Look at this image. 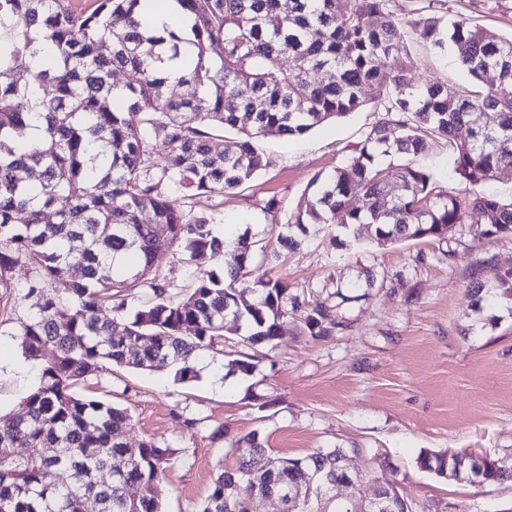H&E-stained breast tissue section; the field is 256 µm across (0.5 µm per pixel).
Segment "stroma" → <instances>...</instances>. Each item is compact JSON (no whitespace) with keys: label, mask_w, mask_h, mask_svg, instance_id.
Returning a JSON list of instances; mask_svg holds the SVG:
<instances>
[{"label":"stroma","mask_w":512,"mask_h":512,"mask_svg":"<svg viewBox=\"0 0 512 512\" xmlns=\"http://www.w3.org/2000/svg\"><path fill=\"white\" fill-rule=\"evenodd\" d=\"M467 14L475 24L512 33V0H440L432 16ZM416 82L451 84L464 75L452 54L425 42L411 50ZM377 120L372 107L321 125L297 140L269 138L266 167L233 195L199 197L192 213L215 229L250 231L267 248L303 203L316 174H329ZM451 147L426 137L419 165L441 190L469 193L448 170ZM276 212L263 209L267 197ZM331 224H310L301 246L283 252L274 272L303 306L341 305L342 324L313 335L302 317L278 341L248 347L235 340L202 351L196 379L177 381L172 368L106 366L84 393L128 408L130 443L153 439L166 448L163 512H200L220 469L235 467L245 438L257 433L271 455L301 457L319 448L360 453L371 474L361 485H392L413 512H512V484L476 487L448 481L418 464L426 451L468 452L512 468V301L469 288L497 286L512 271V235L483 234L460 224L447 240L384 246L332 245ZM33 270L20 260L12 287L0 288V411L18 413L37 384L39 362L25 359L19 325L34 311L24 286ZM350 303L340 304V295ZM255 355L250 374L228 361Z\"/></svg>","instance_id":"stroma-1"}]
</instances>
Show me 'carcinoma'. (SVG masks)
Listing matches in <instances>:
<instances>
[{"instance_id": "obj_1", "label": "carcinoma", "mask_w": 512, "mask_h": 512, "mask_svg": "<svg viewBox=\"0 0 512 512\" xmlns=\"http://www.w3.org/2000/svg\"><path fill=\"white\" fill-rule=\"evenodd\" d=\"M176 3L188 31L164 38L144 29L140 0H95L80 11L71 0H0V288L9 287L6 275L19 258L32 261L25 289L36 311L21 322L20 346L32 360L51 351L26 411L0 413V512H161L168 449L151 439L128 443L130 413L76 389L107 363L149 370L160 355L177 380L189 381L199 351L226 334L252 346L284 334L288 284L255 264L250 231L227 247L211 217L182 208L249 182L265 167L257 141L304 136L357 112L371 88L378 120L343 165L316 176L288 227L302 233L306 224L335 223L332 243L342 247L369 228L380 245L445 240L458 224L512 234V201L445 194L434 173L415 164L427 133L450 143L452 170L472 187L512 166V98L479 85L490 72L512 82V35L476 28L463 15L445 29L416 11L401 17L394 0H289L273 28L267 19L281 0ZM373 17L381 24L372 25ZM413 39L451 49L467 84L415 83ZM214 44L221 46L216 59ZM46 50L50 61L32 71L33 58ZM381 58L388 68L378 66ZM170 62L184 66L174 82ZM121 70L136 79L115 84ZM319 72L326 79L313 78ZM47 85L52 96L33 98ZM299 86L306 88L301 96ZM34 117L40 136L20 149ZM463 127L472 138H457ZM213 129L234 132V149L216 150ZM158 142L170 149L164 162L153 158ZM392 152L408 162L383 165ZM355 196L362 206H350ZM48 212L52 223L44 221ZM168 249L192 268L183 295L153 269L155 255ZM69 264L81 268V280L61 277ZM246 274L257 293L251 304L237 294ZM106 309L113 317H102ZM306 321L318 335L339 325L321 304ZM247 443L236 468L218 473L201 512H250L253 497L284 482L324 491L328 479L361 471L348 450L321 448L270 457L254 472L252 458L267 448L255 434ZM18 448L44 452L20 456ZM115 458L124 460L118 474ZM418 463L441 478L469 477L466 454L426 452ZM49 470L69 481H46ZM507 481L512 471L483 458L478 485ZM292 512L358 507L314 496Z\"/></svg>"}]
</instances>
